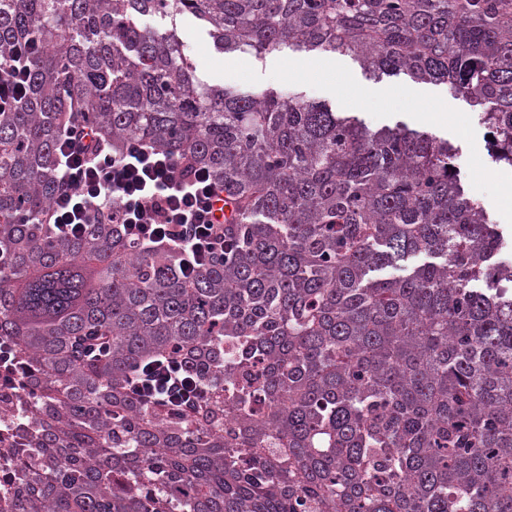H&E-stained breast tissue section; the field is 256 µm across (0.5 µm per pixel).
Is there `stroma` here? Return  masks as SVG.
I'll return each instance as SVG.
<instances>
[{
  "label": "stroma",
  "instance_id": "stroma-1",
  "mask_svg": "<svg viewBox=\"0 0 512 512\" xmlns=\"http://www.w3.org/2000/svg\"><path fill=\"white\" fill-rule=\"evenodd\" d=\"M180 35L195 64L197 75L208 84L242 92L268 87L294 93L331 106L343 114L356 113L374 129L404 123L414 129H431L457 147V163L465 175L467 193L481 200L492 220L503 230L512 229V209L503 207L500 197L512 167L492 163L486 148L487 130L462 97L447 85L415 81L406 75L382 79L366 77L346 55L317 56L291 48L255 59L247 53L216 52L207 31L195 20H184ZM446 103L456 112L461 125L425 126L419 105Z\"/></svg>",
  "mask_w": 512,
  "mask_h": 512
}]
</instances>
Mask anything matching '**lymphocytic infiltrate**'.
<instances>
[{
  "mask_svg": "<svg viewBox=\"0 0 512 512\" xmlns=\"http://www.w3.org/2000/svg\"><path fill=\"white\" fill-rule=\"evenodd\" d=\"M38 49L26 40L0 59V112L22 106L28 62ZM55 180L46 219L59 238L77 237L89 224H119L132 242L183 253L187 278L224 253V189L181 156L138 141L117 156L91 126L76 121L59 138ZM128 388L143 402L182 411L200 401L197 384L172 358L137 368Z\"/></svg>",
  "mask_w": 512,
  "mask_h": 512,
  "instance_id": "obj_1",
  "label": "lymphocytic infiltrate"
}]
</instances>
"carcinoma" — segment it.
<instances>
[{
	"instance_id": "cac0c4a2",
	"label": "carcinoma",
	"mask_w": 512,
	"mask_h": 512,
	"mask_svg": "<svg viewBox=\"0 0 512 512\" xmlns=\"http://www.w3.org/2000/svg\"><path fill=\"white\" fill-rule=\"evenodd\" d=\"M185 17L223 54L444 83L512 167V0H0V57L40 47L24 107L0 112V340L26 389L0 394L21 427L0 437V512H512V258L458 149L210 86ZM77 112L116 155L207 167L224 259L187 280L119 224L29 222ZM164 357L200 384L194 411L127 390Z\"/></svg>"
}]
</instances>
